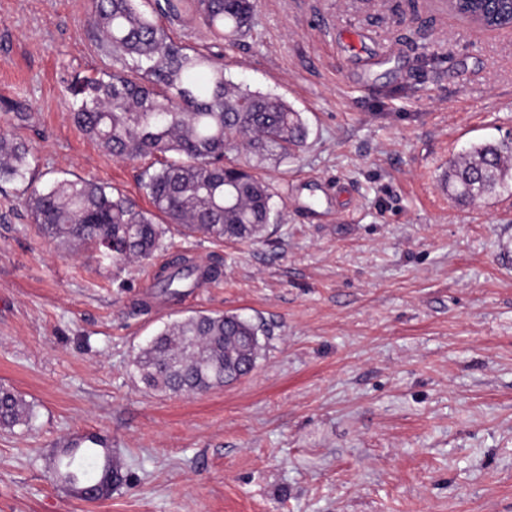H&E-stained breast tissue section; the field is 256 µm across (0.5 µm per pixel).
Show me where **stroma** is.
<instances>
[{
  "label": "stroma",
  "mask_w": 512,
  "mask_h": 512,
  "mask_svg": "<svg viewBox=\"0 0 512 512\" xmlns=\"http://www.w3.org/2000/svg\"><path fill=\"white\" fill-rule=\"evenodd\" d=\"M90 0H0V123L141 208L149 159L120 161L72 123V86L105 69ZM227 78L301 113L305 147L258 174L279 213L257 242L166 234L113 266L39 234L0 186V387L31 405L0 427V512H512V193L440 182L470 144L512 134V35L444 0H258L224 45ZM222 277L173 300L177 257ZM198 311L262 326L246 377L193 395L134 366ZM96 433L128 481L87 502L54 478Z\"/></svg>",
  "instance_id": "obj_1"
}]
</instances>
